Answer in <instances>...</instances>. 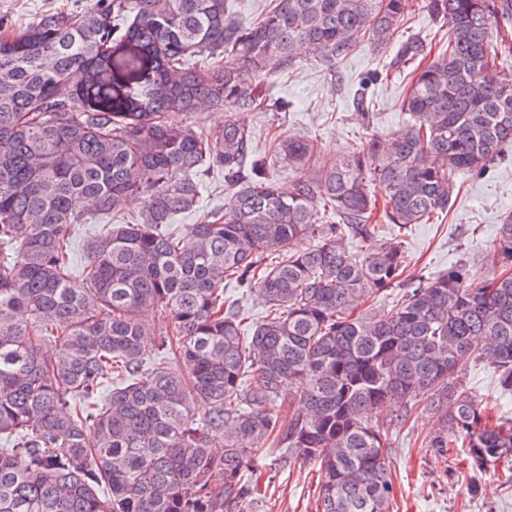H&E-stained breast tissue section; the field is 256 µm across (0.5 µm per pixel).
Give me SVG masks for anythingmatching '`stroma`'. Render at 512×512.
<instances>
[{
  "mask_svg": "<svg viewBox=\"0 0 512 512\" xmlns=\"http://www.w3.org/2000/svg\"><path fill=\"white\" fill-rule=\"evenodd\" d=\"M89 0H0V20L22 27L37 20L47 10L76 11ZM446 30L424 7V0H411L408 20L399 29L397 41L421 38L434 47ZM394 48L375 50L360 41L336 62L335 70L307 56L288 70L267 81L260 89L288 100L285 112L242 111L238 118L255 136L258 149H267L271 140L300 135L314 140L321 159L359 146L366 132L358 123V100L371 102L373 127L383 136L396 134L407 126L409 116L401 101L408 83L405 69L394 67ZM505 158L483 176L462 174L459 193L447 213L429 224L398 228L383 225L387 234L400 235L407 251V275H429L447 269L450 263L466 261L473 279L493 275V241L504 215L512 213V146ZM230 192L221 169L203 178V200L199 212L176 216L173 227L184 230L196 224L203 213L222 207ZM459 376L488 405L490 415L512 418V394L502 392L498 376L484 364L463 361ZM439 427L435 414L423 408L412 411L404 423L392 425L388 433V453L396 498L392 512H512V483L504 482L507 464L479 476L464 465L463 449L453 448L448 458L430 452L428 441ZM260 495L253 512H317L318 469L298 458H289L283 448H269L261 455ZM481 493H473V484Z\"/></svg>",
  "mask_w": 512,
  "mask_h": 512,
  "instance_id": "1",
  "label": "stroma"
}]
</instances>
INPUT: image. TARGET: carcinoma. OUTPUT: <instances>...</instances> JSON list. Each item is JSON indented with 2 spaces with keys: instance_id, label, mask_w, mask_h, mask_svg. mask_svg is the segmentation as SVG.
<instances>
[{
  "instance_id": "1",
  "label": "carcinoma",
  "mask_w": 512,
  "mask_h": 512,
  "mask_svg": "<svg viewBox=\"0 0 512 512\" xmlns=\"http://www.w3.org/2000/svg\"><path fill=\"white\" fill-rule=\"evenodd\" d=\"M408 2L278 0L245 23L232 0H93L0 32V512H252L260 477L242 476L269 444L319 466L317 512H391L388 426L364 413L396 423L420 404L443 420L435 454L460 437L476 472L512 458V420L458 376L462 359L485 362L512 394V266L479 285L463 262L405 278L404 241L378 234L369 192L382 187L387 223L426 224L458 173L504 159L512 0H428L448 40L427 63L418 38L398 50L412 124L382 137L360 112L364 142L328 163L306 137L277 140L297 172L286 185L234 118L287 106L258 86L302 47L332 66L365 36L394 44ZM215 108V132L167 122ZM215 166L224 207L170 232ZM141 195L140 220L86 238L75 268L84 204L110 214ZM494 252L512 263V216ZM228 281L264 303L247 333ZM388 291L390 308L360 311ZM154 308L169 313L159 329ZM146 336L163 351L149 363ZM285 391L299 398L286 417Z\"/></svg>"
}]
</instances>
